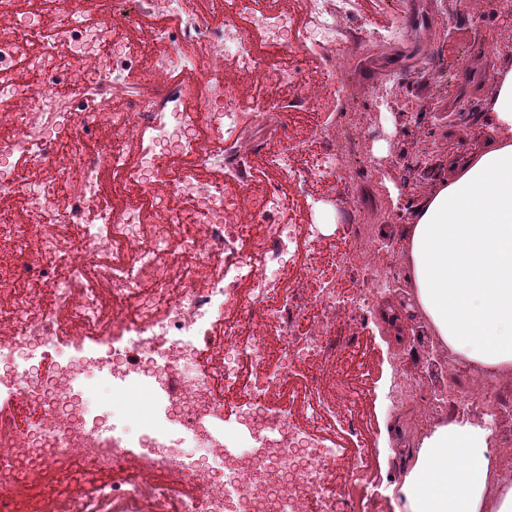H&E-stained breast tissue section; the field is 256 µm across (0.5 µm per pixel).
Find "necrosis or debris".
<instances>
[{
    "instance_id": "obj_1",
    "label": "necrosis or debris",
    "mask_w": 512,
    "mask_h": 512,
    "mask_svg": "<svg viewBox=\"0 0 512 512\" xmlns=\"http://www.w3.org/2000/svg\"><path fill=\"white\" fill-rule=\"evenodd\" d=\"M251 29L260 31L276 58L267 68L232 21L219 28L182 11L180 0H114L133 19L165 11L181 16L176 31L157 29V44L200 42L204 65L196 69L206 92L185 105L168 85L170 55L150 68V92H130L138 69L136 42L117 31L111 17L85 23L61 0H46L57 36L37 41L25 27L0 36V160L26 156L35 165L27 182H0V192L20 200L26 219H0V238L17 243L0 259V396L25 425L0 422V512H368L373 493L366 480L368 448L353 465L331 437L332 427L353 422L359 390L342 406L325 398L321 367L327 357L344 364L330 323L339 311L374 308L383 294L382 264L353 200L341 239V260L313 266L319 295L306 301L286 279L301 247L318 254L324 243L302 230L293 199L271 188L254 195L250 158L267 154L304 196L324 191L341 158L338 131L312 134L304 162L294 150L266 151L277 92L292 108L307 111L347 70L343 48L351 42L388 48L399 43L407 18L384 32L345 30L355 0H295L312 18L296 45L288 36L292 11L270 12L256 0H232ZM296 9V10H297ZM322 58L320 83L303 76L300 55ZM33 58L38 79L23 82L18 66ZM251 76L273 95L254 115L249 134L214 152L192 132L198 120L215 131L239 123L237 91L226 68ZM67 116L71 133L56 127ZM124 142L148 138L134 162L111 143L87 141L99 126ZM193 161L174 171L165 147ZM219 166L222 180L202 177ZM123 171L142 192L159 199L151 226L138 211L119 210L104 195L103 169ZM125 250L123 261L93 271L95 261ZM359 267L365 287L339 295L343 270ZM262 370L243 382L245 369ZM297 368L308 374L303 414L273 406L270 398ZM235 397L253 435L249 450H229L215 429L224 412L213 392ZM151 396V421L126 423L119 442L103 434L119 407L140 392ZM452 396L468 412L498 410L497 386L487 379L461 380Z\"/></svg>"
}]
</instances>
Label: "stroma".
<instances>
[{
    "label": "stroma",
    "mask_w": 512,
    "mask_h": 512,
    "mask_svg": "<svg viewBox=\"0 0 512 512\" xmlns=\"http://www.w3.org/2000/svg\"><path fill=\"white\" fill-rule=\"evenodd\" d=\"M400 2L359 0L357 11L346 17L343 25L348 29H385L400 16ZM421 3L438 33L427 42L434 57L432 71L412 63L391 71L371 69L337 75L346 96L344 113L336 122L358 128L361 140L351 146L348 159L337 165L334 190L300 202L306 223L316 225L323 238L335 242L351 203L346 188L356 183L365 185L377 198L379 212L369 222L381 248V259L398 286L397 291L387 294L385 304L397 313L400 330L392 332L376 318L350 311L348 317L357 327L364 355L363 369L340 374L330 364L325 377L330 394L339 401L346 389L360 387L363 402L356 425L372 450L367 476L383 488L396 480L422 433L418 425L412 426L409 434L399 433L390 409L398 386L417 382L424 398L448 388L447 371L427 358L431 338L405 286V243L400 234H389L388 229L405 223V203L430 192L449 175L452 162L479 151L490 136L486 114L480 108L496 78L487 69V44L496 48L497 67L512 62L502 51L512 33L502 25L501 8L486 9L475 24L465 10L452 8L449 0ZM461 70L484 73L485 79L480 90L452 112L448 91ZM378 142L386 145L381 157L373 152ZM393 188L399 193L395 201L389 194Z\"/></svg>",
    "instance_id": "obj_1"
}]
</instances>
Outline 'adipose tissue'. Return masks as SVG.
<instances>
[{
	"label": "adipose tissue",
	"instance_id": "adipose-tissue-1",
	"mask_svg": "<svg viewBox=\"0 0 512 512\" xmlns=\"http://www.w3.org/2000/svg\"><path fill=\"white\" fill-rule=\"evenodd\" d=\"M492 137L413 204L402 227L411 299L439 350L512 376V66L486 101ZM487 421H435L389 488L393 512H512Z\"/></svg>",
	"mask_w": 512,
	"mask_h": 512
}]
</instances>
